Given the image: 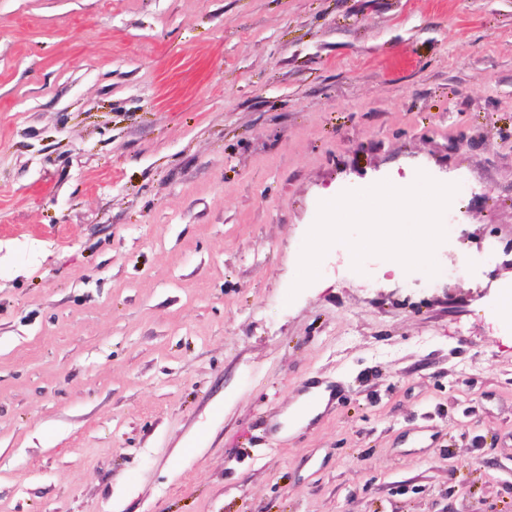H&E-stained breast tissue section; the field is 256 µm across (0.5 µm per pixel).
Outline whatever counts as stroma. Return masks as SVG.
I'll return each mask as SVG.
<instances>
[{"mask_svg": "<svg viewBox=\"0 0 512 512\" xmlns=\"http://www.w3.org/2000/svg\"><path fill=\"white\" fill-rule=\"evenodd\" d=\"M421 171L436 276L289 298ZM503 282L512 0H0V512H512Z\"/></svg>", "mask_w": 512, "mask_h": 512, "instance_id": "1", "label": "stroma"}]
</instances>
